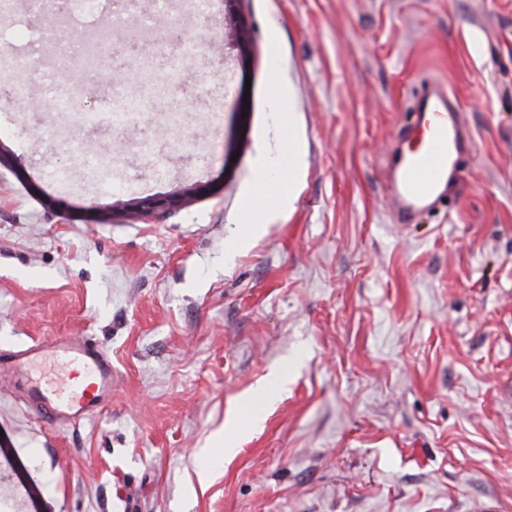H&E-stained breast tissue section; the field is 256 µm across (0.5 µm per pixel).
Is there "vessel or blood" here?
<instances>
[{"label": "vessel or blood", "instance_id": "1", "mask_svg": "<svg viewBox=\"0 0 512 512\" xmlns=\"http://www.w3.org/2000/svg\"><path fill=\"white\" fill-rule=\"evenodd\" d=\"M402 138L417 146L392 152L386 161L390 208L398 223H411L422 211L436 207L459 191L462 159L471 136L463 114L441 86L429 84L415 98ZM82 371L84 381L38 389L37 399L55 415L83 416L112 393V362L106 352L85 340L64 338L47 346L20 350L14 366L26 371L44 355Z\"/></svg>", "mask_w": 512, "mask_h": 512}]
</instances>
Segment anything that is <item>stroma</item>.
Wrapping results in <instances>:
<instances>
[{
  "label": "stroma",
  "instance_id": "obj_1",
  "mask_svg": "<svg viewBox=\"0 0 512 512\" xmlns=\"http://www.w3.org/2000/svg\"><path fill=\"white\" fill-rule=\"evenodd\" d=\"M237 7L245 64L223 0L194 20L141 0L122 27L72 12L66 45L39 26L53 6L0 11V363L56 336L112 359V396L89 418L31 401V384L68 379L51 357L0 372V512H512V0ZM140 25L149 80L168 68L165 32L201 53L113 140L111 89L136 98L143 81L109 54L111 79H84L76 58L101 29L118 49ZM431 80L473 145L458 199L400 224L384 161ZM292 131L295 200L234 252L259 165ZM193 184L210 190L164 216L113 208ZM246 400L258 425L210 466ZM237 2V0L224 1V20L234 37L241 58H246L250 54V44L245 27L236 14L235 4Z\"/></svg>",
  "mask_w": 512,
  "mask_h": 512
}]
</instances>
